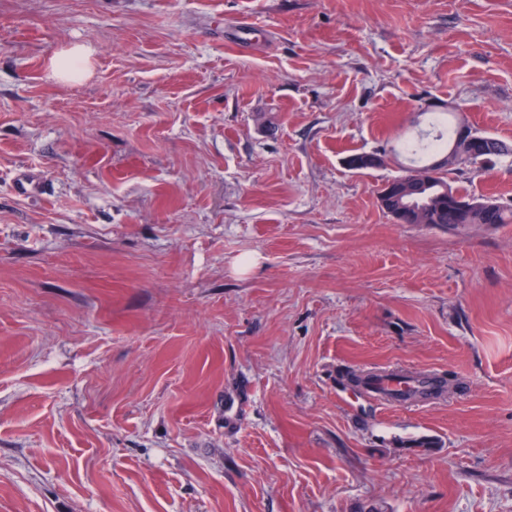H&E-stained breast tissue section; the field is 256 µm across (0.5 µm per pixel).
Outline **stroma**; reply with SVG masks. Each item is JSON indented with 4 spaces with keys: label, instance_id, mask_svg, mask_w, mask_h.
<instances>
[{
    "label": "stroma",
    "instance_id": "obj_1",
    "mask_svg": "<svg viewBox=\"0 0 512 512\" xmlns=\"http://www.w3.org/2000/svg\"><path fill=\"white\" fill-rule=\"evenodd\" d=\"M448 104L512 142V0H0V512H512V224L378 201ZM89 50L82 45L71 46L55 53L50 58V68L54 75L62 81L71 80V72L83 77L87 72ZM377 373L379 375H374V376L381 377L379 387L382 390H366V393L371 394L374 397L382 398L390 403L403 402V401L398 400L390 392L404 390L408 387L413 386V383L399 378V375L388 374L389 373L388 370L378 371Z\"/></svg>",
    "mask_w": 512,
    "mask_h": 512
}]
</instances>
